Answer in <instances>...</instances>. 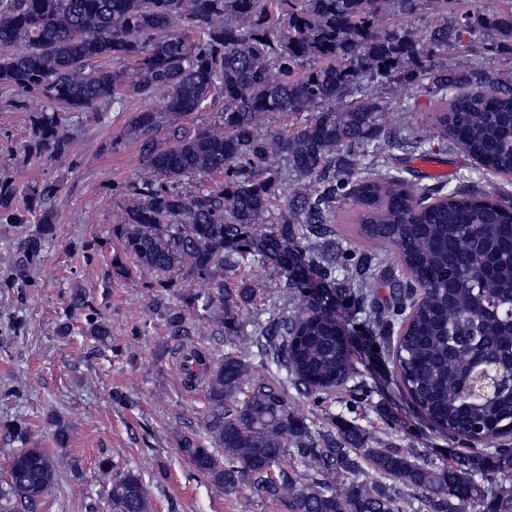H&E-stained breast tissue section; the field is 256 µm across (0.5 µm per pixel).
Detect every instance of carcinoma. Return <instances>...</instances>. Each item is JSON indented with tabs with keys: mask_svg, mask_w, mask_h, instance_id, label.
I'll use <instances>...</instances> for the list:
<instances>
[{
	"mask_svg": "<svg viewBox=\"0 0 512 512\" xmlns=\"http://www.w3.org/2000/svg\"><path fill=\"white\" fill-rule=\"evenodd\" d=\"M395 1L404 15L426 0H0V89L43 100L31 114L28 157L74 164L68 125L57 112H93L99 102L141 101L127 134L147 172L123 185L133 197L112 225L120 247L107 279L135 270L149 277L151 305L169 336L193 335L184 307L213 337H251L257 353L196 357L207 387V437L181 435L178 448L197 473L226 495L248 489L288 512H512V212L471 176L449 192L406 179L397 152L425 153L417 135L381 140L385 103L363 95V81L426 83L441 96L429 114L441 144L463 148L488 172L512 175V76L492 68L458 71L440 56L463 33L480 53L512 48V0L490 15L444 19L423 32L383 24ZM130 61L131 80L102 60ZM224 106L199 125L179 119ZM304 121L265 125L274 113ZM170 115L172 119L163 120ZM224 174L216 189L205 184ZM298 180L286 187L289 176ZM196 180L197 188L180 184ZM56 182L21 186L0 175V224H35L18 248L0 255V292L37 288L34 271L55 235L49 203ZM356 212L365 249L344 260L332 237L337 204ZM303 264L340 306L364 314L392 354L396 379L421 414L463 441L443 465L393 443L364 447L363 431L334 415L311 427L288 405L285 385L316 402L356 378L339 322L312 301ZM272 265L297 298L263 316L265 293L249 277L230 288L224 274ZM188 278L211 281L183 293ZM375 282L388 286L379 296ZM78 317L84 336L105 344L109 323L83 289L70 293L60 333ZM490 358L506 379L472 396L466 382ZM275 368L283 382L256 370ZM489 439L475 451L474 441ZM311 469L283 467L284 456ZM376 478L368 480L366 469ZM112 512H150L139 473L112 472ZM481 476L483 481L476 480ZM60 476L43 448H21L0 486V512H38Z\"/></svg>",
	"mask_w": 512,
	"mask_h": 512,
	"instance_id": "1",
	"label": "carcinoma"
}]
</instances>
